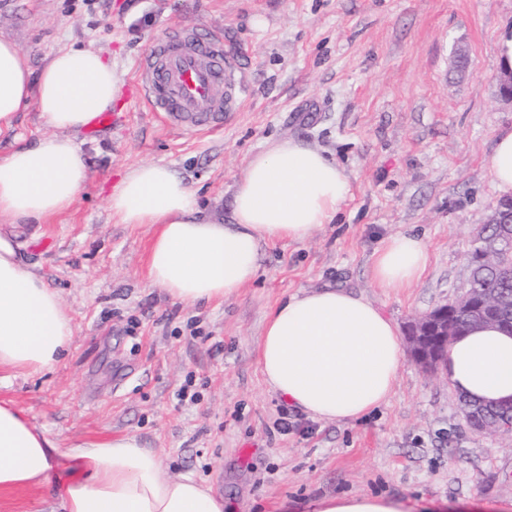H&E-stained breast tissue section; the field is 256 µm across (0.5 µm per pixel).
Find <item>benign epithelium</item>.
Listing matches in <instances>:
<instances>
[{
    "label": "benign epithelium",
    "instance_id": "benign-epithelium-1",
    "mask_svg": "<svg viewBox=\"0 0 512 512\" xmlns=\"http://www.w3.org/2000/svg\"><path fill=\"white\" fill-rule=\"evenodd\" d=\"M496 82L500 99L512 104V64L501 67ZM491 307L478 289L471 287L455 302L441 305L412 322L407 328V338L415 362L426 371L440 369L437 350L448 345V340L454 336L451 322L458 317L472 318Z\"/></svg>",
    "mask_w": 512,
    "mask_h": 512
}]
</instances>
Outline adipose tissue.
Instances as JSON below:
<instances>
[{"mask_svg": "<svg viewBox=\"0 0 512 512\" xmlns=\"http://www.w3.org/2000/svg\"><path fill=\"white\" fill-rule=\"evenodd\" d=\"M123 79L113 64L82 47L48 58L31 74L17 46L0 40V133L18 112L35 107L53 135L0 157V219L27 224L67 211L88 179L76 133L92 127L119 98ZM350 191L347 175L309 144L273 141L246 159L231 223L204 214L195 190L174 168L143 163L127 171L109 197L123 224L156 231L148 277L188 305L235 297L260 268L267 243L301 241L330 223ZM429 264L423 239H383L372 276L387 288L419 282ZM73 324L56 291L23 260L14 238L0 234V369L35 376L67 352ZM405 363L392 319L343 288L302 291L267 315L258 364L269 388L320 420L355 422L387 403ZM441 371L459 395L496 404L512 399V335L477 327L448 346ZM72 478L61 512H224V498L192 476L165 474L162 458L137 435L64 451L11 402L0 400V490L50 483L58 467ZM302 512H408L381 495H333Z\"/></svg>", "mask_w": 512, "mask_h": 512, "instance_id": "obj_1", "label": "adipose tissue"}]
</instances>
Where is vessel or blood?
Masks as SVG:
<instances>
[{
  "label": "vessel or blood",
  "mask_w": 512,
  "mask_h": 512,
  "mask_svg": "<svg viewBox=\"0 0 512 512\" xmlns=\"http://www.w3.org/2000/svg\"><path fill=\"white\" fill-rule=\"evenodd\" d=\"M137 88V103L166 125L213 131L234 111L241 76L235 57L224 49L222 32L172 30L142 56Z\"/></svg>",
  "instance_id": "b4317fda"
}]
</instances>
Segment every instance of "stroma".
Instances as JSON below:
<instances>
[{
    "instance_id": "35a3bbf8",
    "label": "stroma",
    "mask_w": 512,
    "mask_h": 512,
    "mask_svg": "<svg viewBox=\"0 0 512 512\" xmlns=\"http://www.w3.org/2000/svg\"><path fill=\"white\" fill-rule=\"evenodd\" d=\"M214 26L244 76L223 130H174L135 105L138 62L154 40ZM506 30L512 0H0V38L32 70L75 44L124 78L115 125L77 137L89 176L71 208L39 224L0 221L73 319L65 358L1 382L0 400L63 449L137 435L168 475L210 485L233 512L342 494L512 512V439L472 430L448 383L413 359L387 404L343 423L289 409L257 354L270 309L301 290L349 289L403 329L468 289L467 255L500 199L489 158L512 129L495 81ZM51 133L28 109L0 134V156ZM282 139L345 171L351 191L336 219L263 247L257 278L224 302L190 306L151 285L154 226L118 223L109 208L125 172L171 165L206 213L228 221L247 157ZM401 232L424 240L428 268L413 287H380L373 252ZM184 386L197 403L180 400ZM54 501L49 485L0 490V512H50Z\"/></svg>"
}]
</instances>
